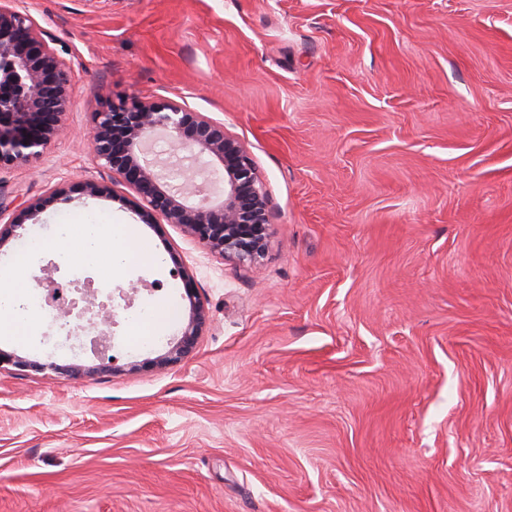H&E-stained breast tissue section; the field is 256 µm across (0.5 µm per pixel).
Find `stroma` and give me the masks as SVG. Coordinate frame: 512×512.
<instances>
[{
    "mask_svg": "<svg viewBox=\"0 0 512 512\" xmlns=\"http://www.w3.org/2000/svg\"><path fill=\"white\" fill-rule=\"evenodd\" d=\"M72 110L7 219L101 216L162 256L102 356L0 336V512H512V0H22ZM223 122L270 199L252 268L143 215L89 149L101 92ZM106 186L98 198L86 181ZM193 351L154 364L190 307ZM178 310L152 344L142 310ZM82 366L81 375L65 367ZM186 296L190 303L188 321L183 329L180 341L167 353L156 359L155 364L160 368L176 363L187 357L193 350L197 337L200 335L206 323L207 314L205 307L201 301L194 296L193 288H186Z\"/></svg>",
    "mask_w": 512,
    "mask_h": 512,
    "instance_id": "1",
    "label": "stroma"
}]
</instances>
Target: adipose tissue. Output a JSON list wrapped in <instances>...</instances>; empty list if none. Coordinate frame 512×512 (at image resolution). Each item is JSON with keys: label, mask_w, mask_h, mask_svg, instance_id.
I'll return each instance as SVG.
<instances>
[{"label": "adipose tissue", "mask_w": 512, "mask_h": 512, "mask_svg": "<svg viewBox=\"0 0 512 512\" xmlns=\"http://www.w3.org/2000/svg\"><path fill=\"white\" fill-rule=\"evenodd\" d=\"M57 251L62 260L90 265L105 283L123 275L134 256L140 255L161 263L132 224L58 225L52 238L43 239L39 248L26 250L15 257L8 269H0V333L24 337L31 333V310L34 292L21 273L27 270L38 253Z\"/></svg>", "instance_id": "adipose-tissue-1"}]
</instances>
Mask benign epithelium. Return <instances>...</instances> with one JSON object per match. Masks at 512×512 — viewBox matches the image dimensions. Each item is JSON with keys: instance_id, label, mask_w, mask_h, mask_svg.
Wrapping results in <instances>:
<instances>
[{"instance_id": "1", "label": "benign epithelium", "mask_w": 512, "mask_h": 512, "mask_svg": "<svg viewBox=\"0 0 512 512\" xmlns=\"http://www.w3.org/2000/svg\"><path fill=\"white\" fill-rule=\"evenodd\" d=\"M71 86V68L41 25L16 0H0V170L25 167L45 153L70 112ZM90 121L95 157L137 191L147 214L226 259L258 264L271 237L269 198L246 147L223 122L175 101L129 106L106 97ZM160 134L172 145L163 171L144 150ZM206 172L224 173L215 200ZM186 296L188 321L180 341L156 359L160 368L187 357L206 323L194 290Z\"/></svg>"}]
</instances>
